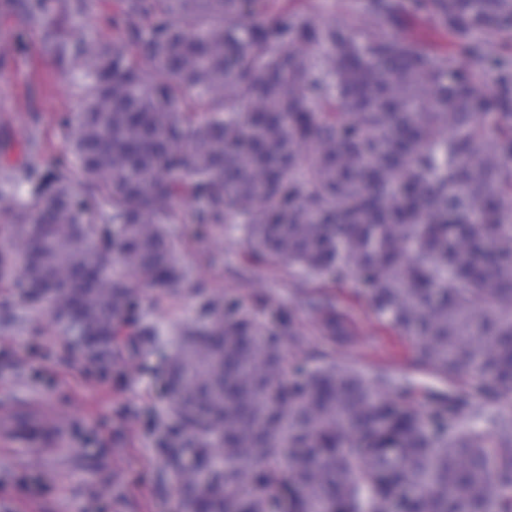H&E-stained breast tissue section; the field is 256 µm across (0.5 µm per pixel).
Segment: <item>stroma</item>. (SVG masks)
I'll use <instances>...</instances> for the list:
<instances>
[{
  "mask_svg": "<svg viewBox=\"0 0 512 512\" xmlns=\"http://www.w3.org/2000/svg\"><path fill=\"white\" fill-rule=\"evenodd\" d=\"M41 41L40 27L0 12V138H10L13 163L21 161L32 130L46 156L63 155L61 118L77 110L71 83L41 56ZM172 232L185 286L175 294L146 291L142 303L161 347L173 346L179 328L203 323L211 300L228 297L268 323L292 314L304 333L292 355L308 366L333 362L388 372L409 385L420 406L452 392L512 411V399L479 394L474 385L450 383L421 365L415 341L375 314L354 282L305 283L297 271L250 261L232 224L206 235L189 224L173 225ZM305 291L334 298L353 330L347 341L322 334L302 301ZM157 364L150 353L127 367L98 369L69 346L48 305L0 286V423L39 413L60 429L47 453L24 436L0 433V512H183L159 446L175 421Z\"/></svg>",
  "mask_w": 512,
  "mask_h": 512,
  "instance_id": "stroma-1",
  "label": "stroma"
}]
</instances>
